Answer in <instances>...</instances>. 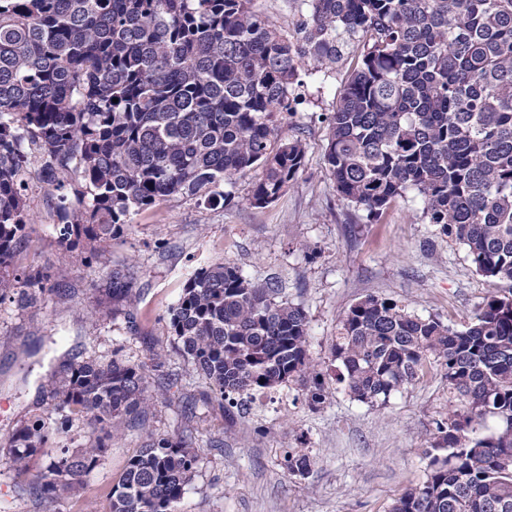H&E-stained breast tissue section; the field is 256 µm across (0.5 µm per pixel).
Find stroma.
<instances>
[{
	"mask_svg": "<svg viewBox=\"0 0 512 512\" xmlns=\"http://www.w3.org/2000/svg\"><path fill=\"white\" fill-rule=\"evenodd\" d=\"M344 80L340 72L307 83L297 112L281 116L279 135L300 139L305 160L278 200L251 205L258 167L223 184L227 198L218 203L167 197L132 214L90 265L59 243L57 192L39 181V157L31 155L23 175L29 224L12 264L43 280L38 288L18 283L0 299V512H109L112 487L148 431L196 436L198 468L180 512H390L425 480L435 422L455 407L443 371L427 365L386 404L354 401L336 380L331 354L340 321L351 305L375 295L460 331L489 291L510 294L512 283L479 275L465 247L423 217L415 191L373 220L341 199L324 161V115L334 110ZM215 263L237 266L256 282L279 281L284 297L305 310L309 356L330 393L324 404L311 407L306 390L292 382L273 400L238 410L177 353L169 311L195 271ZM116 270L131 277L139 299L130 316L115 319L106 291ZM154 352L163 364L149 371L155 405L144 425L123 420L74 493L53 504L30 493L48 456L81 447L91 434L88 420L77 419L28 473L17 474L8 443L17 422L50 412L41 390L50 364L89 356L142 364ZM294 448L310 456L305 476L286 466Z\"/></svg>",
	"mask_w": 512,
	"mask_h": 512,
	"instance_id": "1",
	"label": "stroma"
}]
</instances>
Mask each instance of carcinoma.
I'll use <instances>...</instances> for the list:
<instances>
[{
	"label": "carcinoma",
	"mask_w": 512,
	"mask_h": 512,
	"mask_svg": "<svg viewBox=\"0 0 512 512\" xmlns=\"http://www.w3.org/2000/svg\"><path fill=\"white\" fill-rule=\"evenodd\" d=\"M284 31L253 0H0V298L16 286L28 226L27 146L59 191L58 240L91 262L130 215L174 194H208L259 165L256 206L275 202L304 162L277 133L299 77L346 68L326 117L325 161L347 203L378 216L407 190L464 245L476 272L512 282V0H295ZM118 102H113V99ZM137 298L112 274V318ZM175 349L223 399L298 382L329 392L309 358L304 309L238 267L197 271L170 309ZM338 381L362 403L387 399L426 365L459 407L436 422L426 480L392 512H512V297L492 294L464 331L368 296L341 320ZM52 413L20 422L11 457L31 459L73 415L96 437L49 458L33 493L74 488L112 444V421L144 419L146 366L73 360L42 382ZM499 428L482 435L487 418ZM199 460L190 433L148 438L112 488L110 512H178ZM305 449L288 470L305 475Z\"/></svg>",
	"instance_id": "1"
}]
</instances>
